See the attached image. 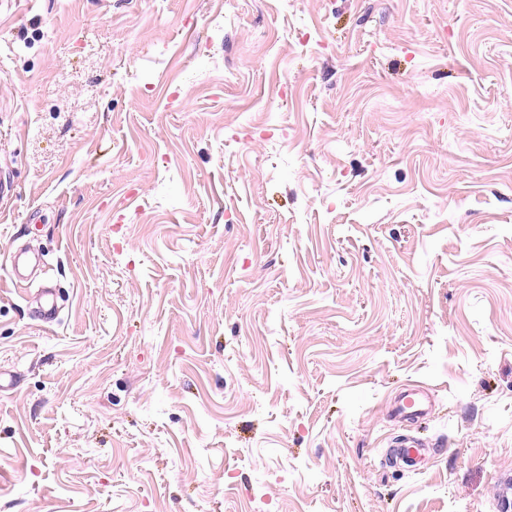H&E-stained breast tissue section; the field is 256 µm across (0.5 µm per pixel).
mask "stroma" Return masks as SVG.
<instances>
[{"instance_id": "35a3bbf8", "label": "stroma", "mask_w": 512, "mask_h": 512, "mask_svg": "<svg viewBox=\"0 0 512 512\" xmlns=\"http://www.w3.org/2000/svg\"><path fill=\"white\" fill-rule=\"evenodd\" d=\"M1 179L0 512H494L512 0H12ZM394 413L403 418H424L429 413L427 389L415 387L404 392L397 400Z\"/></svg>"}]
</instances>
